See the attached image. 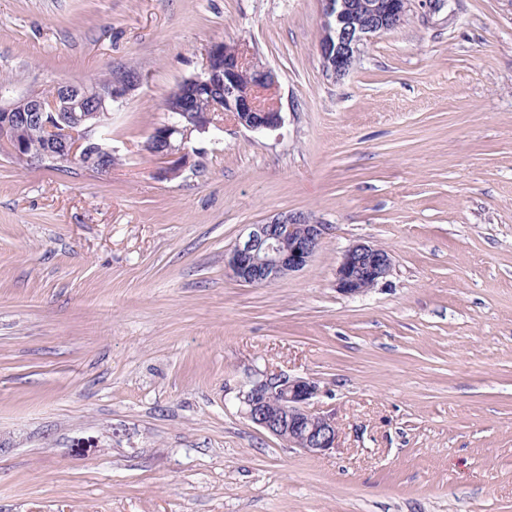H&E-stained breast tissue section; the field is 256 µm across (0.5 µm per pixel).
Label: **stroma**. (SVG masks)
<instances>
[{"mask_svg": "<svg viewBox=\"0 0 512 512\" xmlns=\"http://www.w3.org/2000/svg\"><path fill=\"white\" fill-rule=\"evenodd\" d=\"M320 0H0V91L118 69L112 170L0 155V512H512V0H408L344 77ZM215 41L279 78L283 124L228 116L158 177L145 141ZM330 227L251 286L224 256L278 212ZM390 251L369 291L344 250ZM317 381L311 456L239 399ZM390 253L367 242H356L345 250L336 268L335 288L344 295H358L376 286L390 272Z\"/></svg>", "mask_w": 512, "mask_h": 512, "instance_id": "obj_1", "label": "stroma"}]
</instances>
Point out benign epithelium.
<instances>
[{"label":"benign epithelium","mask_w":512,"mask_h":512,"mask_svg":"<svg viewBox=\"0 0 512 512\" xmlns=\"http://www.w3.org/2000/svg\"><path fill=\"white\" fill-rule=\"evenodd\" d=\"M407 0H321V40L318 51L324 69L344 76L353 67L360 46L374 34L393 29L404 17ZM61 94L45 99L22 97L0 104V146L11 160L36 164L14 136L18 127L37 125L47 133L45 154L61 161H79L101 172L112 170V102L127 97L135 85L123 77L107 84L64 83ZM278 77L261 64L245 44L232 52L224 42L210 44L202 71L167 94V121L151 132L157 174L179 175L189 164L184 143L192 131L214 123L209 112L193 110L192 102L207 97L214 112H229L236 124L251 130H274L282 124L276 98ZM329 225L304 213H285L249 232L226 254L225 267L239 282L262 286L308 266ZM390 253L367 242L345 250L336 268L335 288L358 295L376 286L390 272ZM319 385L309 377L266 374L250 382L240 398L246 417L288 446L318 456L338 446L335 418L312 407Z\"/></svg>","instance_id":"7a95c632"}]
</instances>
